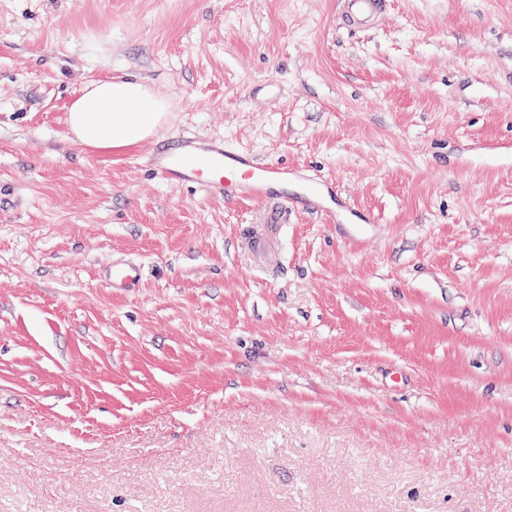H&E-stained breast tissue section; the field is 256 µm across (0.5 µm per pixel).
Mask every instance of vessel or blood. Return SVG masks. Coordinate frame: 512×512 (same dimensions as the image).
I'll return each mask as SVG.
<instances>
[{
    "label": "vessel or blood",
    "instance_id": "obj_1",
    "mask_svg": "<svg viewBox=\"0 0 512 512\" xmlns=\"http://www.w3.org/2000/svg\"><path fill=\"white\" fill-rule=\"evenodd\" d=\"M386 0H339V12L360 24L378 17ZM150 168L171 184L192 185L214 199L261 202L268 206L271 223H282L289 204L335 218L326 205L331 187L323 176L309 174L303 194L291 190L295 172L279 161H262L251 152L230 146L217 137L180 135L154 148ZM105 278L110 288L130 291L140 279L139 267L130 261L107 266Z\"/></svg>",
    "mask_w": 512,
    "mask_h": 512
}]
</instances>
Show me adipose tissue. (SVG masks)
Listing matches in <instances>:
<instances>
[{
	"label": "adipose tissue",
	"mask_w": 512,
	"mask_h": 512,
	"mask_svg": "<svg viewBox=\"0 0 512 512\" xmlns=\"http://www.w3.org/2000/svg\"><path fill=\"white\" fill-rule=\"evenodd\" d=\"M169 112L143 79L124 75L89 83L70 105L66 123L84 147L119 152L156 134Z\"/></svg>",
	"instance_id": "adipose-tissue-1"
}]
</instances>
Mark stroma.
I'll return each mask as SVG.
<instances>
[{"label": "stroma", "mask_w": 512, "mask_h": 512, "mask_svg": "<svg viewBox=\"0 0 512 512\" xmlns=\"http://www.w3.org/2000/svg\"><path fill=\"white\" fill-rule=\"evenodd\" d=\"M336 8L0 0V512H512V0ZM127 73L335 222L74 140ZM385 0H339V12L353 24L369 22L378 17L385 8ZM105 278L110 288L129 292L139 284V267L130 261H114L105 269Z\"/></svg>", "instance_id": "35a3bbf8"}]
</instances>
